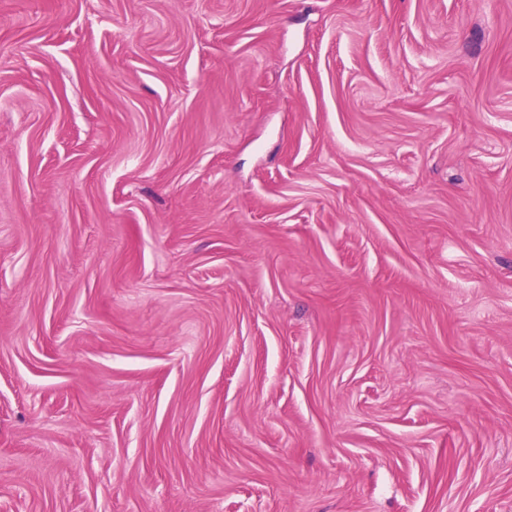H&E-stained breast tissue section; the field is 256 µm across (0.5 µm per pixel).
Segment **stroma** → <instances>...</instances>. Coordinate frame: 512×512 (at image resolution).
<instances>
[{
	"label": "stroma",
	"instance_id": "35a3bbf8",
	"mask_svg": "<svg viewBox=\"0 0 512 512\" xmlns=\"http://www.w3.org/2000/svg\"><path fill=\"white\" fill-rule=\"evenodd\" d=\"M0 512H512V0H0Z\"/></svg>",
	"mask_w": 512,
	"mask_h": 512
}]
</instances>
